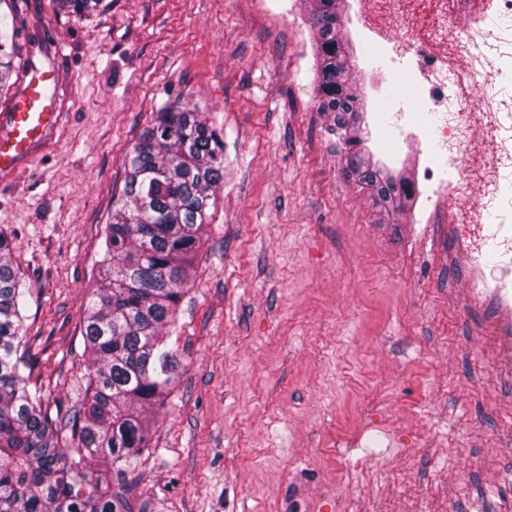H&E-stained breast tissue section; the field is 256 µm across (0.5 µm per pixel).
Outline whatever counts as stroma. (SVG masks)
I'll return each instance as SVG.
<instances>
[{
	"label": "stroma",
	"instance_id": "obj_1",
	"mask_svg": "<svg viewBox=\"0 0 512 512\" xmlns=\"http://www.w3.org/2000/svg\"><path fill=\"white\" fill-rule=\"evenodd\" d=\"M399 36L442 41L428 0H382ZM308 0H17L16 72L58 68L63 121L0 182V230L31 290L34 377L84 384L83 302L127 155L180 103L224 131V184L168 345L177 376L151 448L112 488L131 512H512V404L484 353L447 227L384 214L342 175L316 106ZM454 222L500 221L471 181Z\"/></svg>",
	"mask_w": 512,
	"mask_h": 512
}]
</instances>
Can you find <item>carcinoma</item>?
<instances>
[{
  "instance_id": "obj_1",
  "label": "carcinoma",
  "mask_w": 512,
  "mask_h": 512,
  "mask_svg": "<svg viewBox=\"0 0 512 512\" xmlns=\"http://www.w3.org/2000/svg\"><path fill=\"white\" fill-rule=\"evenodd\" d=\"M73 15L100 0H59ZM318 70L317 111L343 146L344 175L374 203L399 209L412 193L385 179L365 142V106L341 35L337 0H311ZM11 37H0V84L14 71ZM224 184V134L205 113L163 106L128 154L102 257L88 286L82 337L87 380L63 408L32 381L24 333L32 298L0 230V512H129L110 477L149 447L147 412L161 407L177 360L163 329L175 324L204 244L210 200Z\"/></svg>"
}]
</instances>
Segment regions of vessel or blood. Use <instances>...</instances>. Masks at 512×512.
Wrapping results in <instances>:
<instances>
[{"mask_svg": "<svg viewBox=\"0 0 512 512\" xmlns=\"http://www.w3.org/2000/svg\"><path fill=\"white\" fill-rule=\"evenodd\" d=\"M58 86L55 69H32L8 111L0 113L1 180L13 176L48 143L60 117Z\"/></svg>", "mask_w": 512, "mask_h": 512, "instance_id": "b4317fda", "label": "vessel or blood"}]
</instances>
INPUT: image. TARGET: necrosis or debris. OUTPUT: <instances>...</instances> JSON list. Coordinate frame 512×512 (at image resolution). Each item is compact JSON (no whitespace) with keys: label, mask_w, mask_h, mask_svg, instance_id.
<instances>
[{"label":"necrosis or debris","mask_w":512,"mask_h":512,"mask_svg":"<svg viewBox=\"0 0 512 512\" xmlns=\"http://www.w3.org/2000/svg\"><path fill=\"white\" fill-rule=\"evenodd\" d=\"M436 5L460 23L455 52L395 38L377 21L359 29L369 55L384 61L407 86L408 98L392 102L391 108L404 144L415 150L424 173L423 217L429 224L447 218L445 202L454 179L471 173L466 152L475 140L470 120L473 101L464 78L480 72L491 89H512V50L502 54L497 65L477 66L478 51L486 42V20L511 18L512 0H436ZM450 236L467 260L466 277L481 284L472 302L493 310L486 325L488 334L512 355V224H492L487 229L484 242H492L499 252V261L492 267L481 259L483 242H477L474 225H451Z\"/></svg>","instance_id":"1"}]
</instances>
